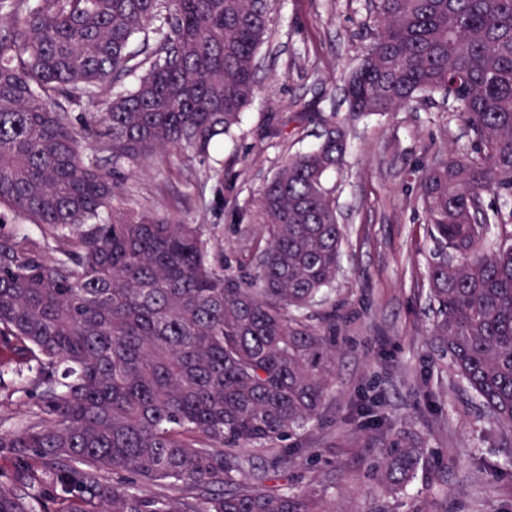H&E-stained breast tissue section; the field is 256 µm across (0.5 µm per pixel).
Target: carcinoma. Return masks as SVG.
Instances as JSON below:
<instances>
[{
	"instance_id": "1",
	"label": "carcinoma",
	"mask_w": 512,
	"mask_h": 512,
	"mask_svg": "<svg viewBox=\"0 0 512 512\" xmlns=\"http://www.w3.org/2000/svg\"><path fill=\"white\" fill-rule=\"evenodd\" d=\"M0 389L33 406L0 428V512H336L330 492L265 489L244 452L298 437L335 391L343 240L325 176L345 133L289 157L257 197L265 245L224 266L207 224L126 206L168 153L205 158L257 92L272 0H0ZM377 32L345 80L349 112L450 99L466 148L414 169L435 244L432 335L512 433V0H377ZM139 48L132 50L136 38ZM126 75L134 87L112 94ZM100 112H78L83 100ZM106 154L110 165L101 164ZM33 224L32 235L24 226ZM380 489L427 448L386 439ZM177 494L170 496L166 491Z\"/></svg>"
}]
</instances>
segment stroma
I'll return each instance as SVG.
<instances>
[{
  "instance_id": "obj_1",
  "label": "stroma",
  "mask_w": 512,
  "mask_h": 512,
  "mask_svg": "<svg viewBox=\"0 0 512 512\" xmlns=\"http://www.w3.org/2000/svg\"><path fill=\"white\" fill-rule=\"evenodd\" d=\"M375 30L370 0H275L259 50L258 91L232 136L208 159L156 162L129 181L131 207L217 225L224 263L253 252L254 200L286 156L318 146L311 113L347 123L342 171L330 174L343 228L330 299L344 316L336 391L322 416L291 441L275 484L329 487L348 512H512V438L479 409L430 336L427 263L434 243L415 203L410 170L467 131L451 104L352 120L344 77ZM420 434L432 454L404 494L385 496L367 470L357 409Z\"/></svg>"
}]
</instances>
